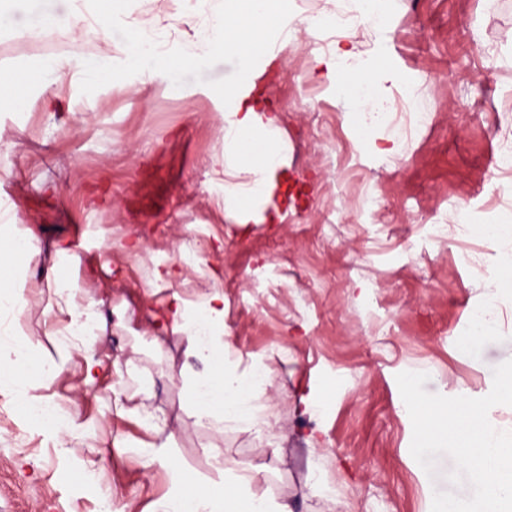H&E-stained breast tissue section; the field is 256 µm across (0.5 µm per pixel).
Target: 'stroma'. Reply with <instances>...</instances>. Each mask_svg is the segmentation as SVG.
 I'll return each mask as SVG.
<instances>
[{"label":"stroma","mask_w":512,"mask_h":512,"mask_svg":"<svg viewBox=\"0 0 512 512\" xmlns=\"http://www.w3.org/2000/svg\"><path fill=\"white\" fill-rule=\"evenodd\" d=\"M77 4L15 0L0 23V68L16 73L23 100L0 107V225L41 248L19 270L22 306L0 309V358L26 347L53 366L35 394L68 419L59 433L27 417L15 405L26 374L0 376V512H98L104 494L112 512H160L197 483L221 488L214 447L229 467L258 471L253 491L293 512H431L434 490L470 494L451 485L448 456L432 478L413 459L396 376L423 372L429 392L480 398L512 359V293L490 313L494 334L458 347L494 265L512 261V239L480 232L512 223L500 162L512 147V0H386L381 19L337 32L322 20L356 14L354 0H289L260 92L288 139L292 198L258 224L224 209L225 183H250L249 164H213L238 62L219 49L203 64L182 53L213 39L220 0H99L85 34L29 36L40 15ZM135 25L173 38L174 76L127 68ZM340 43L355 44L353 74L382 100L413 92L427 113L353 123L326 76ZM94 54L112 68L87 80ZM42 60L58 72H33ZM53 268L68 293L47 287ZM216 291L228 361L268 374L275 414L264 428L219 434L188 405V374L203 366L171 311ZM67 298L94 308L92 347L68 337ZM130 358L154 382L150 399L126 373ZM139 404L152 426L134 414ZM149 448L164 449L187 483L174 486Z\"/></svg>","instance_id":"1"}]
</instances>
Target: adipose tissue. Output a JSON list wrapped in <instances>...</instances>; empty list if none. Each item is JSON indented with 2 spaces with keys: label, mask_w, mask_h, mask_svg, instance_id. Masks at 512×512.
Masks as SVG:
<instances>
[{
  "label": "adipose tissue",
  "mask_w": 512,
  "mask_h": 512,
  "mask_svg": "<svg viewBox=\"0 0 512 512\" xmlns=\"http://www.w3.org/2000/svg\"><path fill=\"white\" fill-rule=\"evenodd\" d=\"M279 0H224V13L216 19L217 45L231 51L239 60L242 80H250L252 63L266 49L267 20ZM354 55L350 49H336L327 61V75L336 83V93L345 99L353 112L375 111L377 96L357 80L342 79V66ZM224 154L217 163L230 169L248 162L254 180L248 189L225 185V201L247 196L260 201L267 199L278 174L279 162L273 148L252 149L248 137L260 130L274 127V116L259 111L245 93L226 89L224 93ZM221 294H213L203 310V335H189L191 354L204 365H221L222 378L205 372L197 375L190 386L189 403L197 419L223 431L225 424L257 426L264 423L269 409L262 402L257 380L235 373L224 365V308ZM254 478L235 474L225 479L223 496L213 489L198 487L195 492L176 495L163 505V512H292L287 502L251 493Z\"/></svg>",
  "instance_id": "ef3b65f1"
}]
</instances>
